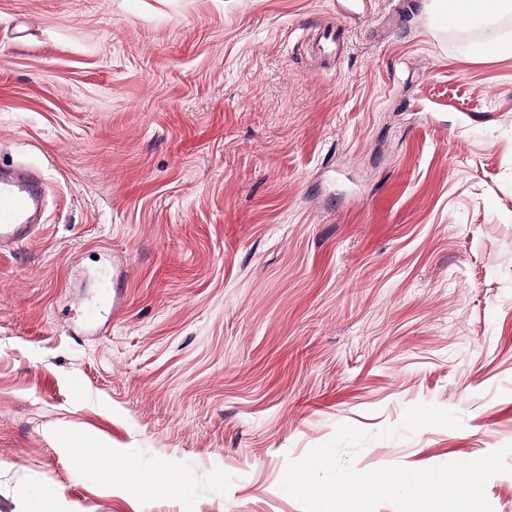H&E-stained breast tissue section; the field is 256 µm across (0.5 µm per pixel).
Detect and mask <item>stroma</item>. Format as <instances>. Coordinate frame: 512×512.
Returning <instances> with one entry per match:
<instances>
[{
	"mask_svg": "<svg viewBox=\"0 0 512 512\" xmlns=\"http://www.w3.org/2000/svg\"><path fill=\"white\" fill-rule=\"evenodd\" d=\"M430 3L0 0L45 197L0 248V512H302L289 460L419 403L463 428L359 470L512 443V57Z\"/></svg>",
	"mask_w": 512,
	"mask_h": 512,
	"instance_id": "stroma-1",
	"label": "stroma"
}]
</instances>
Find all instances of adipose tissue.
<instances>
[{"label": "adipose tissue", "instance_id": "adipose-tissue-1", "mask_svg": "<svg viewBox=\"0 0 512 512\" xmlns=\"http://www.w3.org/2000/svg\"><path fill=\"white\" fill-rule=\"evenodd\" d=\"M511 16L512 0H448L444 14L449 26L488 32L489 42L467 46V54L481 55L491 50L500 56L512 55V33L500 27L501 20Z\"/></svg>", "mask_w": 512, "mask_h": 512}]
</instances>
